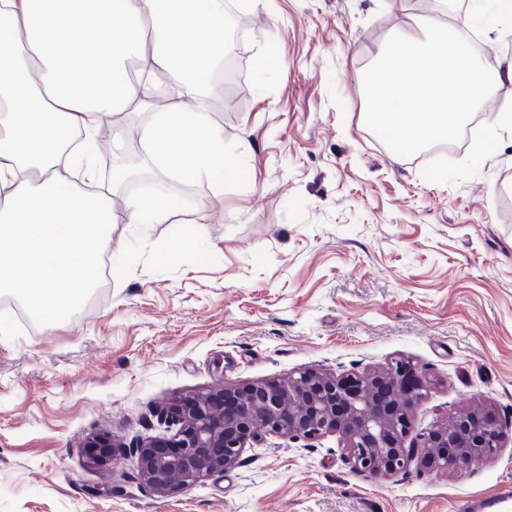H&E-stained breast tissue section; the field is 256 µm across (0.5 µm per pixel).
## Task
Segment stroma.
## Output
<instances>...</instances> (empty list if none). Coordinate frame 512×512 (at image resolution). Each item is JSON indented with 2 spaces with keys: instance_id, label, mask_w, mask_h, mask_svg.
Masks as SVG:
<instances>
[{
  "instance_id": "stroma-1",
  "label": "stroma",
  "mask_w": 512,
  "mask_h": 512,
  "mask_svg": "<svg viewBox=\"0 0 512 512\" xmlns=\"http://www.w3.org/2000/svg\"><path fill=\"white\" fill-rule=\"evenodd\" d=\"M255 0L242 8L230 105L211 113L236 180L171 177L182 201L156 224L112 227L98 279L65 320L14 318L0 292V512H454L457 499L512 483V136L492 114L512 104L496 79L479 132L453 152L403 157L365 124V69L388 38L424 22L468 27L499 69L512 17L465 0ZM273 67L261 68L262 60ZM152 112L102 131L96 183L116 145L134 150ZM179 258L165 260L176 241ZM406 357L433 381L417 428L469 406L505 433L466 473L355 472L338 435H269L241 462L160 497L124 454L94 465L85 443L165 434L160 410L220 381L285 380Z\"/></svg>"
}]
</instances>
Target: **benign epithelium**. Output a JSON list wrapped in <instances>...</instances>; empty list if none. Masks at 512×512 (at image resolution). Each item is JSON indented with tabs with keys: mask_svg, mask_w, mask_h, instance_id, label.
Returning <instances> with one entry per match:
<instances>
[{
	"mask_svg": "<svg viewBox=\"0 0 512 512\" xmlns=\"http://www.w3.org/2000/svg\"><path fill=\"white\" fill-rule=\"evenodd\" d=\"M431 386L428 374L403 358L339 375L304 370L284 383L224 382L169 406L165 418L177 431L143 441L133 452L143 482L162 497L179 484L236 466L247 445L267 435L313 441L338 432L353 468L372 478L413 466L461 473L476 458L497 459L503 429L477 409L415 430L413 409ZM86 447L90 462L101 464L112 461L119 445L96 436Z\"/></svg>",
	"mask_w": 512,
	"mask_h": 512,
	"instance_id": "7a95c632",
	"label": "benign epithelium"
}]
</instances>
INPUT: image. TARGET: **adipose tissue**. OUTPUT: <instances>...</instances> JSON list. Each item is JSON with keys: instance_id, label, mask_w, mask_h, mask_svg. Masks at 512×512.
I'll list each match as a JSON object with an SVG mask.
<instances>
[{"instance_id": "1", "label": "adipose tissue", "mask_w": 512, "mask_h": 512, "mask_svg": "<svg viewBox=\"0 0 512 512\" xmlns=\"http://www.w3.org/2000/svg\"><path fill=\"white\" fill-rule=\"evenodd\" d=\"M224 62V0H0V288L45 320L74 312L96 269L89 256L112 238V194L88 191V144L123 112L152 106L157 73L177 79L142 134L166 175L217 183L241 171V152L181 100L205 99ZM134 78H126L130 64ZM164 185L127 199L129 224L161 222Z\"/></svg>"}]
</instances>
